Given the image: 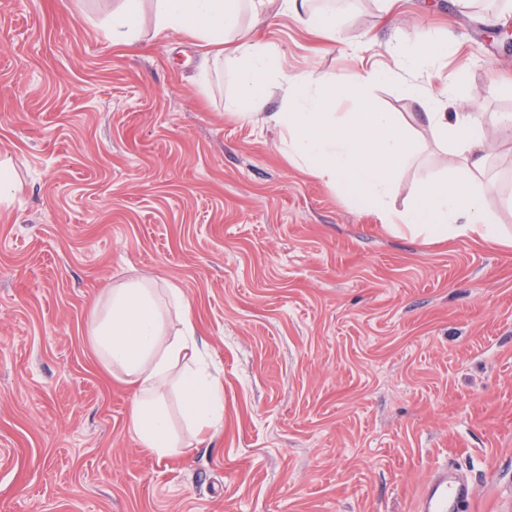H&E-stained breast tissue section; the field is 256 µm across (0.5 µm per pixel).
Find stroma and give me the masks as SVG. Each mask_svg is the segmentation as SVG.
<instances>
[{"instance_id": "obj_1", "label": "stroma", "mask_w": 512, "mask_h": 512, "mask_svg": "<svg viewBox=\"0 0 512 512\" xmlns=\"http://www.w3.org/2000/svg\"><path fill=\"white\" fill-rule=\"evenodd\" d=\"M123 0H0V512H415L434 469L471 481L464 512H512V250L392 234L291 166L277 129L231 115L240 60L104 28ZM319 43L288 14L256 29L282 75L387 79L371 96L415 146L388 202L448 177L417 96L455 82L458 111L512 114V0H313ZM454 27L403 66L395 45ZM480 177L512 234V139ZM182 289L224 383V427L160 458L127 430L131 388L85 336L107 285ZM13 159L11 157H1L0 159V202L9 203L12 201L17 184L13 176Z\"/></svg>"}]
</instances>
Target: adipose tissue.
Listing matches in <instances>:
<instances>
[{
  "label": "adipose tissue",
  "mask_w": 512,
  "mask_h": 512,
  "mask_svg": "<svg viewBox=\"0 0 512 512\" xmlns=\"http://www.w3.org/2000/svg\"><path fill=\"white\" fill-rule=\"evenodd\" d=\"M157 31L174 30L208 53L244 57L237 93L229 107L242 118L280 128L286 154L299 168L358 197L380 218L384 229L405 231L429 244L456 239L511 247L490 213L479 180L487 149V130L511 126L512 115L486 116L456 112L453 92L424 96V118L436 141L452 146L449 179L424 182L412 202L391 209L386 199L397 171L414 156V148L389 113L379 111L370 95L385 74L358 72L349 83H330L307 72L284 80V107L266 109L269 72L277 54L253 34L245 16H258L254 0H153ZM352 100L349 112L334 111ZM86 338L103 366L130 384L134 396L127 418L138 445L156 456H168L181 440L173 431L166 394L181 399L187 435L199 439L224 426V392L220 378L203 360L197 330L180 288L158 286L149 279L108 285L92 306Z\"/></svg>",
  "instance_id": "1"
}]
</instances>
